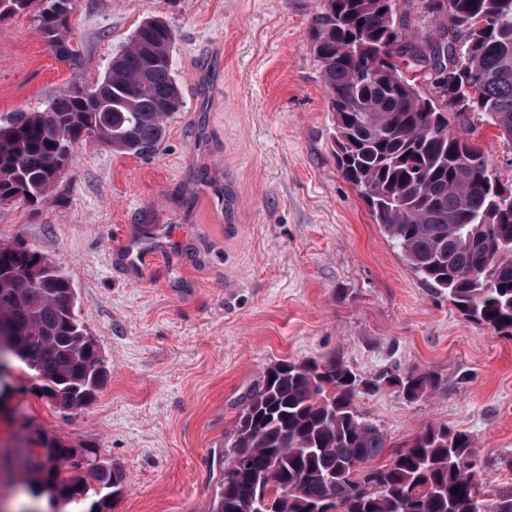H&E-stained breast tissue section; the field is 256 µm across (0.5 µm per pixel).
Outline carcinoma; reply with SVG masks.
Segmentation results:
<instances>
[{
	"label": "carcinoma",
	"instance_id": "carcinoma-1",
	"mask_svg": "<svg viewBox=\"0 0 512 512\" xmlns=\"http://www.w3.org/2000/svg\"><path fill=\"white\" fill-rule=\"evenodd\" d=\"M324 0L311 28L340 169L383 233L432 288L462 315L512 338V184L494 176L485 151L467 137L480 112L512 143V0ZM73 0H0V23L34 11L56 57L80 72L68 45ZM434 33L410 32L411 13ZM175 34L144 20L113 55L103 78L75 82L40 112L0 116V205L39 204L83 142L122 154L159 150L167 120L181 110L173 74ZM432 79L427 96L416 78ZM70 280L46 257L0 246V333L10 354L63 409L87 406L106 378L99 347L61 298ZM387 385L416 400L438 389L431 372L353 371L337 354L268 367L219 456L223 476L209 512H243L251 477L264 483L267 512H512V494L487 497L471 435L427 425L388 453L390 439L366 419L359 398ZM31 495L65 504L98 496L89 512L121 492L110 465H78L99 449L32 438ZM388 454V460L378 459ZM457 493H452V490Z\"/></svg>",
	"mask_w": 512,
	"mask_h": 512
}]
</instances>
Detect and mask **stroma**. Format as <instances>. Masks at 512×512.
Here are the masks:
<instances>
[{
    "mask_svg": "<svg viewBox=\"0 0 512 512\" xmlns=\"http://www.w3.org/2000/svg\"><path fill=\"white\" fill-rule=\"evenodd\" d=\"M322 6L75 0L77 74L33 13L0 23V115L41 111L74 78L98 81L154 16L175 32L183 97L157 153L82 144L42 204L0 205V244L34 248L70 279L107 372L88 406L66 410L11 360L0 460L14 465L0 470V512L35 503L19 459L37 432L124 471L105 512H208L217 457L264 371L332 353L365 375L432 371L436 391L410 401L385 386L360 411L395 446L430 423L468 431L491 492L512 493V338L427 286L344 180L308 38ZM469 122L511 183L512 144L480 113Z\"/></svg>",
    "mask_w": 512,
    "mask_h": 512,
    "instance_id": "35a3bbf8",
    "label": "stroma"
}]
</instances>
